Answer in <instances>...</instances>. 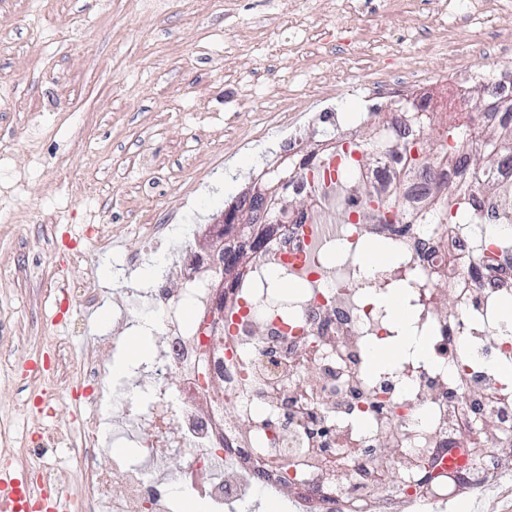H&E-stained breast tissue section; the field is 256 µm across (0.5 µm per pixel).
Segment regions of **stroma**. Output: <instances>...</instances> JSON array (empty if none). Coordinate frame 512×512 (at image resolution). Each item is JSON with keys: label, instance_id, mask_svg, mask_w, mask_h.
<instances>
[{"label": "stroma", "instance_id": "stroma-1", "mask_svg": "<svg viewBox=\"0 0 512 512\" xmlns=\"http://www.w3.org/2000/svg\"><path fill=\"white\" fill-rule=\"evenodd\" d=\"M434 25L391 0H0V434L39 424L23 404L50 379L25 367L53 355L45 290L59 270L75 353L116 333L101 308L152 284L141 267L100 276L136 248L127 225L213 223L286 158L284 138L319 144V113L369 111L362 88L390 71L434 82L512 67V9L449 22L442 46H424ZM86 224L112 243H86L75 265L62 236ZM445 512H512V480L459 488Z\"/></svg>", "mask_w": 512, "mask_h": 512}]
</instances>
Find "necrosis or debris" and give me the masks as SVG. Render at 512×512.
Masks as SVG:
<instances>
[{
    "mask_svg": "<svg viewBox=\"0 0 512 512\" xmlns=\"http://www.w3.org/2000/svg\"><path fill=\"white\" fill-rule=\"evenodd\" d=\"M477 85L487 92L485 124L512 128L511 67L455 75L443 110L461 109ZM436 90L399 77L373 88L393 104L412 97L423 110ZM286 148L300 165L286 192L310 199L311 212L296 224L265 225L257 249L237 225L194 226L183 256L146 293L161 330L138 387H113L108 402L98 390L101 356L123 351L120 336L88 350L76 376L65 349L56 351L41 400L74 404L79 432L42 430V445L68 454L39 469V502L69 497L74 512H179L170 493L177 484L214 512H240L257 490L277 494L290 481L302 488L294 512H340L376 492L386 512H397L414 508V484L429 470L480 471V491L501 480L497 462L512 458V379L502 372L512 364V333L499 310L512 298V248L499 240L512 235V164L496 168L500 196L478 195V223L442 224L426 207L429 182L471 187L476 173L437 163L426 181L404 175V154L381 152L363 176L403 203L411 223H380L376 209L349 201L350 221L338 224L313 179L327 170L325 148L308 151L296 140ZM368 238L384 241L393 262L364 270ZM224 251L247 254L249 263L223 277L232 309L213 341L205 313L218 294L208 279ZM392 288L405 289L429 356L375 366L371 351L399 334L381 299ZM188 302L203 310L190 322ZM106 422L133 462L102 459ZM481 446L485 454L473 457ZM175 457L181 465L173 471Z\"/></svg>",
    "mask_w": 512,
    "mask_h": 512,
    "instance_id": "necrosis-or-debris-1",
    "label": "necrosis or debris"
}]
</instances>
